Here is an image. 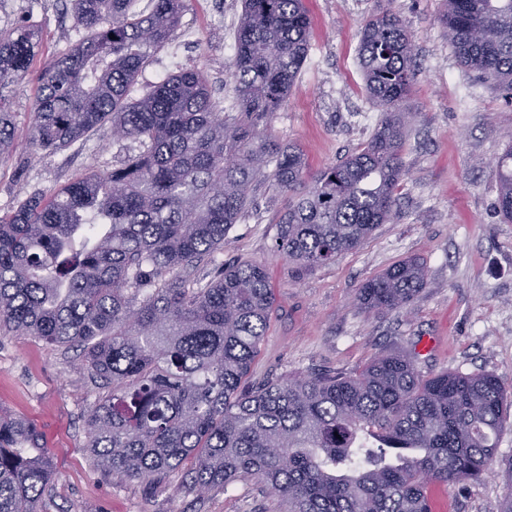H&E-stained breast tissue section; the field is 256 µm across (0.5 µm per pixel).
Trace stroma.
I'll use <instances>...</instances> for the list:
<instances>
[{"mask_svg": "<svg viewBox=\"0 0 512 512\" xmlns=\"http://www.w3.org/2000/svg\"><path fill=\"white\" fill-rule=\"evenodd\" d=\"M306 6L311 50L287 102L271 116L270 132L298 146L314 172L369 142L381 114L357 63L359 31L388 11L411 32L418 65L401 105L406 175L397 192V219L379 225L357 250L313 269L276 250L283 197L255 187L215 256L219 264L238 258L264 264L277 296L252 381L353 372L376 356L400 353L422 375L487 372L512 392V223L496 208L492 167L512 147V94L460 65L439 22L442 0H306ZM241 11V0H190L181 21L198 39L187 45L180 65L206 71L212 98L227 115L235 99L231 66ZM21 23L40 29L44 58L75 38L69 0H0V28ZM35 94L29 78L12 96L15 150L0 163V213L138 150L133 139L100 135L56 151L32 149ZM407 258L419 260L426 273L411 304L384 314L359 309L358 289ZM97 398L76 350L0 335V410L37 426L56 471L41 512H284L285 502L252 478L199 499L188 492L185 466L154 494L141 482L105 475L86 449V419ZM506 493L497 469L462 488L429 490L433 512H500Z\"/></svg>", "mask_w": 512, "mask_h": 512, "instance_id": "35a3bbf8", "label": "stroma"}]
</instances>
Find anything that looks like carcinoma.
Segmentation results:
<instances>
[{
  "label": "carcinoma",
  "instance_id": "1",
  "mask_svg": "<svg viewBox=\"0 0 512 512\" xmlns=\"http://www.w3.org/2000/svg\"><path fill=\"white\" fill-rule=\"evenodd\" d=\"M440 23L464 67L512 91V0H443ZM71 0L83 34L38 68L29 144L56 150L95 133L137 153L90 169L0 214V333L78 348L106 390L88 414L94 466L151 493L186 460L202 497L255 478L288 512H432L427 488L478 480L497 459L512 395L489 373L421 375L401 355L347 374L248 381L277 298L252 260L212 263L259 183L288 195L275 248L304 268L336 261L396 217L405 176L401 103L415 82L410 33L390 13L364 25L358 61L382 112L362 149L311 173L267 124L310 49L304 0H243L231 77L235 114L217 111L200 68L131 91L151 51L175 36L188 0ZM40 33L0 29V163L15 145L10 93L33 70ZM497 207L512 221V147L495 161ZM403 260L357 294L400 310L425 284ZM54 481L42 437L0 411V512H39Z\"/></svg>",
  "mask_w": 512,
  "mask_h": 512
}]
</instances>
